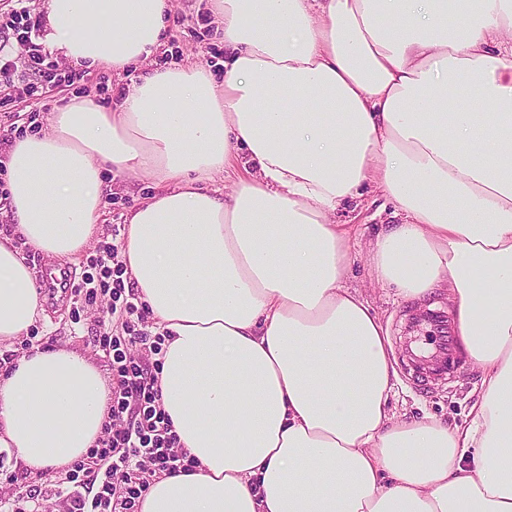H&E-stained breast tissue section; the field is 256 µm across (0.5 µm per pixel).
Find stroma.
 Masks as SVG:
<instances>
[{
	"mask_svg": "<svg viewBox=\"0 0 512 512\" xmlns=\"http://www.w3.org/2000/svg\"><path fill=\"white\" fill-rule=\"evenodd\" d=\"M213 0H173V14L167 29L161 55H172L174 62L203 61L213 50L224 44L216 32L206 31L200 19L212 16ZM119 78L105 69H85L80 80L70 87H56L46 95L21 101L11 96L8 87L0 86V131L10 126H23L34 122L46 128L51 112L56 111L75 95L93 94L99 103H106L107 91L117 88ZM151 178L116 179L113 190L107 194L102 206V230L98 240L112 237L113 225H122L140 200L151 194ZM393 218V205L382 192L373 190L360 199L343 204L335 214L337 223L348 225L356 242L355 258L347 285L356 290L379 316L394 349L403 346V326L407 314L418 308L413 299L396 296L394 289L376 283L369 258V246L386 229ZM44 316L36 327L42 346H57L89 356L104 376H111L107 359L91 343V330L100 315L99 306L85 307L80 322H73L70 311L73 297L70 293L43 292ZM483 371L462 358L460 368L451 382L424 391L416 388L406 372H399L390 394L389 408L398 419L422 418L430 415L448 425L462 423L478 399ZM66 478L65 471L29 472L17 462L12 451L0 448V512H41L42 502L27 499L26 491L36 486L50 491Z\"/></svg>",
	"mask_w": 512,
	"mask_h": 512,
	"instance_id": "1",
	"label": "stroma"
}]
</instances>
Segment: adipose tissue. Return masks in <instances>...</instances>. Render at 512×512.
<instances>
[{
	"mask_svg": "<svg viewBox=\"0 0 512 512\" xmlns=\"http://www.w3.org/2000/svg\"><path fill=\"white\" fill-rule=\"evenodd\" d=\"M46 10L51 50L120 77L162 46L172 0ZM214 15L222 76L157 68L114 108L76 96L13 139L0 346L43 312L27 251L76 256L109 175H147L123 260L168 333L162 404L197 466L153 481L139 512H512V0H214ZM370 188L400 218L372 245L376 281L447 289L483 369L469 424L389 413L393 349L330 220ZM109 417L75 351L0 374V447L29 471L83 459Z\"/></svg>",
	"mask_w": 512,
	"mask_h": 512,
	"instance_id": "obj_1",
	"label": "adipose tissue"
}]
</instances>
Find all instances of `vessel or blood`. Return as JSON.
Listing matches in <instances>:
<instances>
[{"mask_svg": "<svg viewBox=\"0 0 512 512\" xmlns=\"http://www.w3.org/2000/svg\"><path fill=\"white\" fill-rule=\"evenodd\" d=\"M403 364L417 387L451 380L459 368L458 329L439 308L411 315Z\"/></svg>", "mask_w": 512, "mask_h": 512, "instance_id": "b4317fda", "label": "vessel or blood"}]
</instances>
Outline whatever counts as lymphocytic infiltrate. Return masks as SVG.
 I'll use <instances>...</instances> for the list:
<instances>
[{"mask_svg": "<svg viewBox=\"0 0 512 512\" xmlns=\"http://www.w3.org/2000/svg\"><path fill=\"white\" fill-rule=\"evenodd\" d=\"M15 2V39L24 48L28 70L44 80L40 86L17 88V96L42 95L47 83H74L77 73L59 69L42 44L33 40L27 0ZM68 286L82 303L105 305L93 342L112 370V405L103 436L87 452L98 465L96 472H86L83 463H76L52 500L63 512H138L154 477L189 472L195 466L180 448L161 404L159 373L165 335L139 302L119 258L118 244L106 242L90 252L80 276Z\"/></svg>", "mask_w": 512, "mask_h": 512, "instance_id": "1", "label": "lymphocytic infiltrate"}]
</instances>
